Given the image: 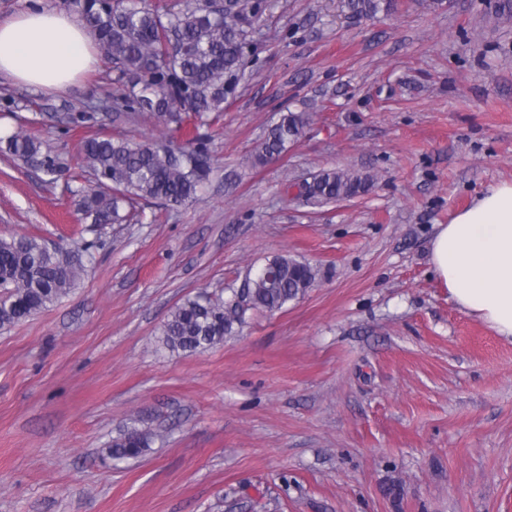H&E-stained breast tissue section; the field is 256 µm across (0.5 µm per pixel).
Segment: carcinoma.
I'll return each mask as SVG.
<instances>
[{
    "mask_svg": "<svg viewBox=\"0 0 512 512\" xmlns=\"http://www.w3.org/2000/svg\"><path fill=\"white\" fill-rule=\"evenodd\" d=\"M267 0H182L150 9L141 0H71L96 48L112 63L116 93L106 108L130 120L152 119L178 130L191 113L210 124L235 96L247 64L255 19ZM61 132L96 122L88 106L64 103L55 115ZM309 125L304 112H286L261 142V164L299 141ZM5 153L37 167L50 179L75 168L93 176L95 185L77 193L74 205L93 224H119L124 205L137 200L191 202L211 173L207 142L197 138L183 147L167 143H130L89 137L66 160L26 131L4 140ZM373 178L347 169H324L298 185L310 205L351 199L367 191ZM82 257L70 251L46 254L34 236L0 238V329H8L47 310L84 277ZM317 280L310 263L278 255L249 269L227 297L201 291L177 304L162 326L163 347L198 353L224 343L251 311L282 310L303 297ZM150 433L126 430L105 448L104 457L120 461L148 450Z\"/></svg>",
    "mask_w": 512,
    "mask_h": 512,
    "instance_id": "carcinoma-1",
    "label": "carcinoma"
}]
</instances>
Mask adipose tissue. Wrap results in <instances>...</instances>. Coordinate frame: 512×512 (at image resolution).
<instances>
[{
  "label": "adipose tissue",
  "mask_w": 512,
  "mask_h": 512,
  "mask_svg": "<svg viewBox=\"0 0 512 512\" xmlns=\"http://www.w3.org/2000/svg\"><path fill=\"white\" fill-rule=\"evenodd\" d=\"M97 63L92 37L70 11L33 0L0 22V72L18 82L73 88ZM431 262L462 312L512 341V182L488 188L450 223L438 225Z\"/></svg>",
  "instance_id": "adipose-tissue-1"
}]
</instances>
